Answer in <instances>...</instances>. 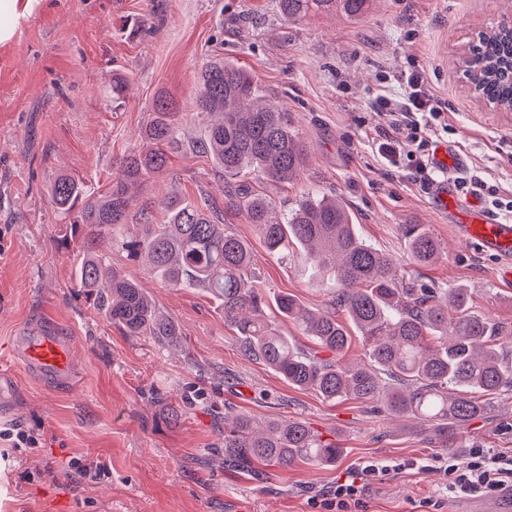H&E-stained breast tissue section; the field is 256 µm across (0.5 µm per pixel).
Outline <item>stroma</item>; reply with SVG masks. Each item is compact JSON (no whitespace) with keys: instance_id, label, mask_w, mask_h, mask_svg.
Masks as SVG:
<instances>
[{"instance_id":"1","label":"stroma","mask_w":512,"mask_h":512,"mask_svg":"<svg viewBox=\"0 0 512 512\" xmlns=\"http://www.w3.org/2000/svg\"><path fill=\"white\" fill-rule=\"evenodd\" d=\"M512 21V0H371L363 16L312 13L289 22L276 0H38L6 19L0 40V427L36 431L34 449L0 441V512H336L334 489L359 463L387 465L349 512H460L451 497L449 456L480 445L512 453V399L464 427L460 448H436L414 426L379 405L329 401L299 389L246 357L218 302L202 288L162 281L120 245L107 256L133 277L159 313L181 330L166 347L130 336L77 288L78 241L52 206L62 173L103 186L127 155L148 149L141 135L164 94L176 101L185 134L199 136L197 74L213 52L250 71L264 94L285 104L309 148L306 167L287 185L255 180L277 205L308 194L341 196L359 236L392 257L401 276L438 288H466L471 310L512 326L507 262L459 238L450 215L409 170L391 171L375 143L385 126L375 97L400 96L395 81L416 58L448 103L436 141L468 171L512 199V112L477 97L463 59L480 33ZM129 80L112 103V76ZM224 180L207 156L178 151L166 175L134 197V209L166 192L223 204ZM422 224L445 249L440 261H411L405 227ZM225 230L252 252L250 276L266 295H293L335 311L331 295L308 278L299 249L269 254L244 215ZM55 335L71 347L73 375L44 379L17 348ZM182 417L172 421L171 408ZM256 422L298 419L344 453L330 467L288 469L224 463L225 416ZM77 459L101 471L72 478Z\"/></svg>"}]
</instances>
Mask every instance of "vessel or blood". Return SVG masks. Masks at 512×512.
Listing matches in <instances>:
<instances>
[{
    "mask_svg": "<svg viewBox=\"0 0 512 512\" xmlns=\"http://www.w3.org/2000/svg\"><path fill=\"white\" fill-rule=\"evenodd\" d=\"M432 195L445 211L459 215L462 238L476 242L483 252L501 258L512 256V224L490 220L483 211L473 207L458 210V193L453 179L435 183ZM19 355L32 372L45 377L62 379L70 371V351L54 336L33 337Z\"/></svg>",
    "mask_w": 512,
    "mask_h": 512,
    "instance_id": "vessel-or-blood-1",
    "label": "vessel or blood"
}]
</instances>
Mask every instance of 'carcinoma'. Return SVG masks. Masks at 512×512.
Wrapping results in <instances>:
<instances>
[{"mask_svg":"<svg viewBox=\"0 0 512 512\" xmlns=\"http://www.w3.org/2000/svg\"><path fill=\"white\" fill-rule=\"evenodd\" d=\"M368 0H277L280 15L299 22L316 11L363 14ZM478 97L512 111V25L480 35L464 60ZM196 116L206 117L204 134L186 141L173 98L157 96L155 119L143 132L152 144L126 157L118 176L92 189L73 175L51 186L54 206L79 240L83 258L77 287L94 297L112 323L131 336H151L172 346L180 329L159 315L139 285L124 272H107L100 246L117 239L134 259L145 258L154 272L181 288H204L220 301L224 323L235 330L245 355L261 361L288 384L323 398L379 402L387 414L419 423L429 443L456 448L458 429L485 418V396L512 395V363L496 347L502 326L470 310L466 288H431L399 277L393 260L364 242L347 206L325 196H308L277 213L275 201L256 190L255 174L274 183L297 179L308 147L292 113L264 100L254 78L215 55L198 77ZM189 149L222 168L224 209L165 194L154 201L165 223H153V209L133 212L132 193L168 171L170 154ZM243 213L269 252L288 255V245L305 259L322 287L333 290L367 346V361L344 363L351 335L332 314L303 306L292 295L275 298V308L308 336L313 347L289 341L266 315L265 297L251 280V252L225 232V215ZM408 253L420 265L437 262L441 243L419 224L407 229ZM344 449L325 441L299 420L261 426L248 415L224 422V464L250 469L256 462L287 468L299 463L336 462Z\"/></svg>","mask_w":512,"mask_h":512,"instance_id":"carcinoma-1","label":"carcinoma"}]
</instances>
